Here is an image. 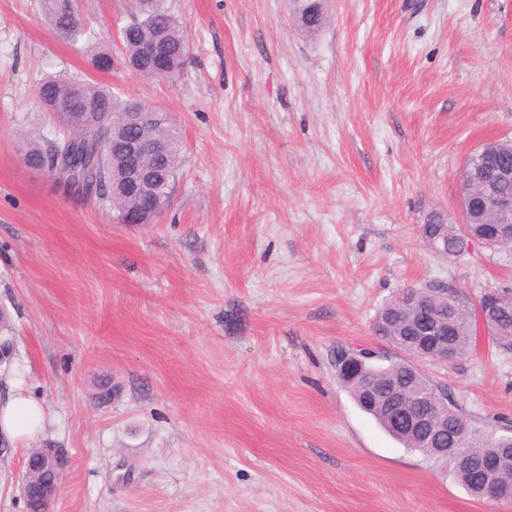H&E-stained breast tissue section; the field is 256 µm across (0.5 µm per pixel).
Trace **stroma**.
<instances>
[{
    "label": "stroma",
    "instance_id": "1",
    "mask_svg": "<svg viewBox=\"0 0 512 512\" xmlns=\"http://www.w3.org/2000/svg\"><path fill=\"white\" fill-rule=\"evenodd\" d=\"M69 41L38 0H0V371L39 399L32 444L0 441V512H25L32 448L69 458L51 512H512L404 448L336 377L339 348L397 358L373 330L400 289L477 303L512 290V249H429L458 221L462 166L512 140V0H165L190 45L148 79L120 59L127 0H78ZM113 56L111 70L93 59ZM91 79L171 113L183 159L153 223L26 166L58 129L37 85ZM421 370L482 429L512 423V350L487 331Z\"/></svg>",
    "mask_w": 512,
    "mask_h": 512
}]
</instances>
